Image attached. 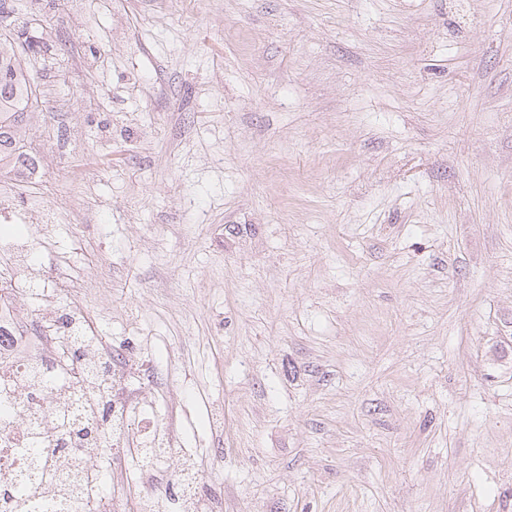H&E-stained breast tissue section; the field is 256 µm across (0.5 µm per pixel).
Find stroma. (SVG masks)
I'll return each instance as SVG.
<instances>
[{
	"label": "stroma",
	"instance_id": "obj_1",
	"mask_svg": "<svg viewBox=\"0 0 512 512\" xmlns=\"http://www.w3.org/2000/svg\"><path fill=\"white\" fill-rule=\"evenodd\" d=\"M69 5L0 237L176 420L161 512H512V0Z\"/></svg>",
	"mask_w": 512,
	"mask_h": 512
}]
</instances>
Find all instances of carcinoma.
<instances>
[{
    "label": "carcinoma",
    "instance_id": "cac0c4a2",
    "mask_svg": "<svg viewBox=\"0 0 512 512\" xmlns=\"http://www.w3.org/2000/svg\"><path fill=\"white\" fill-rule=\"evenodd\" d=\"M39 103L37 87L28 67L19 57L6 48L0 49V162L13 156L10 151L13 143L20 137V128L24 113ZM34 462V468L18 474L8 494L12 507L18 512H74L72 499H38L33 490L35 479L42 481H61L71 486L73 492L82 489L91 490L86 478L75 471L72 474L47 472L46 456L43 448L27 449Z\"/></svg>",
    "mask_w": 512,
    "mask_h": 512
}]
</instances>
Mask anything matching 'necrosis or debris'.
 <instances>
[{
    "label": "necrosis or debris",
    "mask_w": 512,
    "mask_h": 512,
    "mask_svg": "<svg viewBox=\"0 0 512 512\" xmlns=\"http://www.w3.org/2000/svg\"><path fill=\"white\" fill-rule=\"evenodd\" d=\"M32 249L23 238L0 243V487L29 466L24 450L36 442L61 462L77 448L106 457L122 447L139 457L179 437L172 421L151 437L136 426L142 405L123 386L126 363L113 360L110 344L86 335L78 303L55 310L66 286L35 270ZM21 293L36 302L34 322L14 309Z\"/></svg>",
    "instance_id": "obj_1"
}]
</instances>
